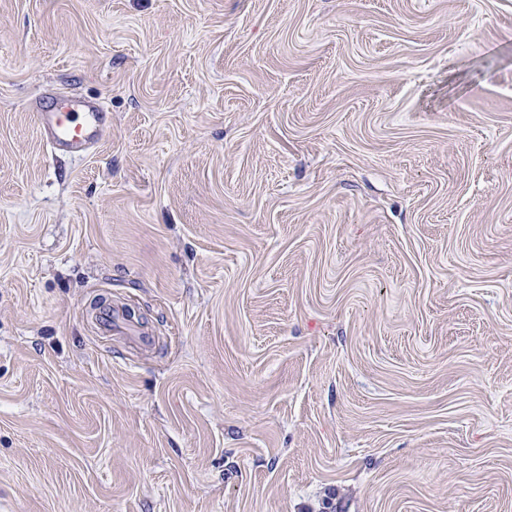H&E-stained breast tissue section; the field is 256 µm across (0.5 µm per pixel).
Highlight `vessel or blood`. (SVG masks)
<instances>
[{"label": "vessel or blood", "instance_id": "b4317fda", "mask_svg": "<svg viewBox=\"0 0 512 512\" xmlns=\"http://www.w3.org/2000/svg\"><path fill=\"white\" fill-rule=\"evenodd\" d=\"M37 120L48 136L52 153L74 157L86 154L104 126L101 106L57 95L49 97L39 110ZM96 323L104 335L131 336L140 343L148 340L147 334L131 322L123 311L109 304L99 309Z\"/></svg>", "mask_w": 512, "mask_h": 512}]
</instances>
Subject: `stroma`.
Here are the masks:
<instances>
[{
  "instance_id": "35a3bbf8",
  "label": "stroma",
  "mask_w": 512,
  "mask_h": 512,
  "mask_svg": "<svg viewBox=\"0 0 512 512\" xmlns=\"http://www.w3.org/2000/svg\"><path fill=\"white\" fill-rule=\"evenodd\" d=\"M0 512H512V0H0ZM103 108L90 102L51 96L37 113L51 152L84 156L104 126ZM96 323L102 335L134 336V341L148 342V335L131 322L123 311L112 307V304L99 309Z\"/></svg>"
}]
</instances>
